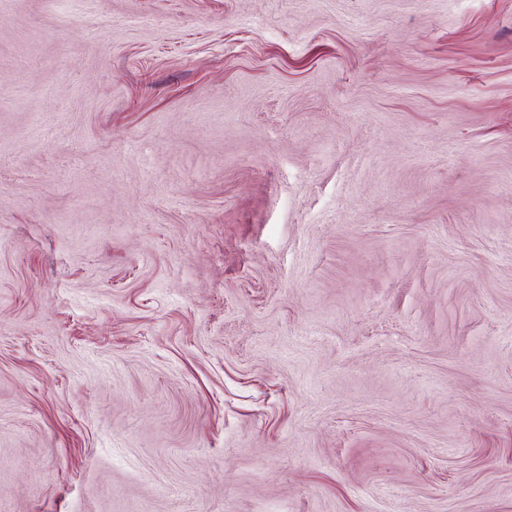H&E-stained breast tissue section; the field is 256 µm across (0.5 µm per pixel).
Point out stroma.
Masks as SVG:
<instances>
[{"label": "stroma", "instance_id": "1", "mask_svg": "<svg viewBox=\"0 0 512 512\" xmlns=\"http://www.w3.org/2000/svg\"><path fill=\"white\" fill-rule=\"evenodd\" d=\"M0 512H512V0H0Z\"/></svg>", "mask_w": 512, "mask_h": 512}]
</instances>
